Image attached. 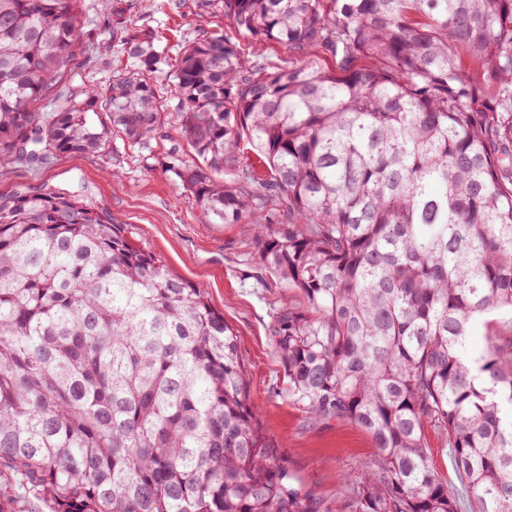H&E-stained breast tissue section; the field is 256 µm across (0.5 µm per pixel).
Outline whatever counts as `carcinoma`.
<instances>
[{
  "label": "carcinoma",
  "mask_w": 512,
  "mask_h": 512,
  "mask_svg": "<svg viewBox=\"0 0 512 512\" xmlns=\"http://www.w3.org/2000/svg\"><path fill=\"white\" fill-rule=\"evenodd\" d=\"M82 0H0V153L158 148L210 218L252 231L255 274L297 288L270 326L288 395L377 453L349 512H512V0H224L218 33L51 97ZM329 51L268 72L241 42ZM167 67L176 104H161ZM174 123L183 141L162 133ZM257 163L243 159L244 150ZM237 334L206 291L65 191L0 195V506L52 512H315L249 404ZM512 339V314L495 312L475 321L471 335V348L475 354L486 350L491 342ZM427 441L438 469L441 472L448 474V487L453 489L458 494L462 511H468L466 510L467 498L464 484L461 480L459 472L455 467L451 450L448 448V443L441 435H438L433 431L428 432Z\"/></svg>",
  "instance_id": "cac0c4a2"
}]
</instances>
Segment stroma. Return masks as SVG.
Returning <instances> with one entry per match:
<instances>
[{"label": "stroma", "instance_id": "35a3bbf8", "mask_svg": "<svg viewBox=\"0 0 512 512\" xmlns=\"http://www.w3.org/2000/svg\"><path fill=\"white\" fill-rule=\"evenodd\" d=\"M119 12L128 27L149 26L164 45L178 49L224 26L223 0H83L77 27L79 50L56 86L64 97L86 85L106 84L127 58L103 27L105 12ZM42 184L77 195L124 224L130 242L159 256L174 274L204 288L212 306L238 335L248 373V394L263 413L269 441L288 461L295 487L326 512L346 485H359L376 448L360 427L336 419L315 421L288 395V380L269 335L282 298L300 302L297 290L274 278L260 282L245 274L252 263V238L239 225L211 221L191 196L162 170L158 154L136 155L121 139L111 156L63 154L40 168L0 158V195ZM512 339V314L495 312L475 321L474 353L489 343Z\"/></svg>", "mask_w": 512, "mask_h": 512}]
</instances>
